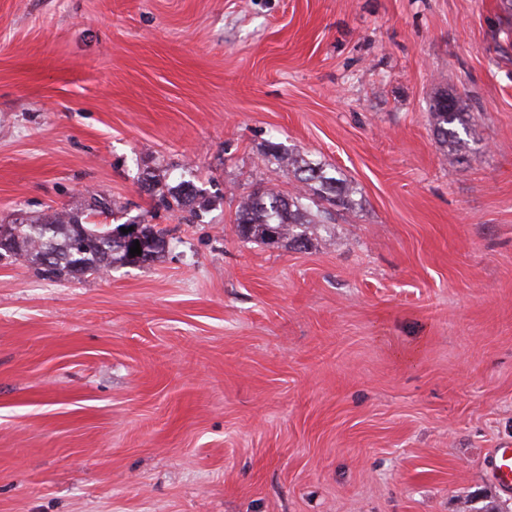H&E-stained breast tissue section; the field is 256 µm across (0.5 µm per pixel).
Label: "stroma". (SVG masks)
I'll list each match as a JSON object with an SVG mask.
<instances>
[{"mask_svg": "<svg viewBox=\"0 0 512 512\" xmlns=\"http://www.w3.org/2000/svg\"><path fill=\"white\" fill-rule=\"evenodd\" d=\"M506 0H0V224L113 201L151 264L0 260V512H512ZM466 97L449 164L429 107ZM276 142L353 183L305 250L241 239L296 193ZM214 196L204 223L146 174ZM488 465L498 487L502 491L512 490V448H498Z\"/></svg>", "mask_w": 512, "mask_h": 512, "instance_id": "stroma-1", "label": "stroma"}]
</instances>
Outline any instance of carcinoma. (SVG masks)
<instances>
[{
    "mask_svg": "<svg viewBox=\"0 0 512 512\" xmlns=\"http://www.w3.org/2000/svg\"><path fill=\"white\" fill-rule=\"evenodd\" d=\"M433 130L451 164L462 161L468 148L463 134L468 132L466 102L454 96L437 97L430 109ZM278 165L292 171L297 180L310 187V192L284 194L272 188H259L243 195L236 207L234 224L240 238L270 243L287 239L298 248H307L314 229L331 218L330 208L349 210L355 204L357 189L350 183L327 175L320 164L307 161L302 154L279 143L268 144ZM162 202L168 208L187 210L196 220H203L212 207V199L202 189L182 181L164 191ZM121 225L99 228L87 224L70 211H55L43 221L0 224V253L22 257L41 271H46L44 258L51 257V277L97 273L116 266L140 265L160 258L165 248L164 237L150 224L140 227L138 240L141 255H130L128 248L117 242Z\"/></svg>",
    "mask_w": 512,
    "mask_h": 512,
    "instance_id": "cac0c4a2",
    "label": "carcinoma"
}]
</instances>
